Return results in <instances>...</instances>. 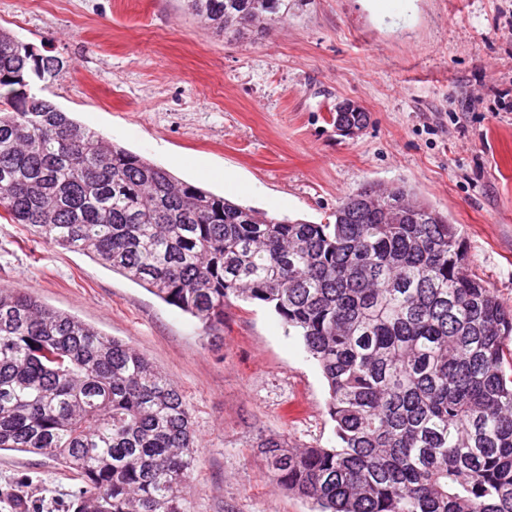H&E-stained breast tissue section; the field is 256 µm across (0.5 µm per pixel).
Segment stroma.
<instances>
[{"label":"stroma","instance_id":"obj_1","mask_svg":"<svg viewBox=\"0 0 512 512\" xmlns=\"http://www.w3.org/2000/svg\"><path fill=\"white\" fill-rule=\"evenodd\" d=\"M0 28L63 69L31 91L176 177L316 224L364 183H401L457 224L468 271L512 306V0H306L250 39L184 0H0ZM370 114L353 138L338 103ZM20 288L145 355L197 435L190 512H315L278 488L262 435L331 447L328 387L300 336L235 301L224 328L0 218V289ZM57 462L0 451V512H66Z\"/></svg>","mask_w":512,"mask_h":512}]
</instances>
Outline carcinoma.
Wrapping results in <instances>:
<instances>
[{
	"mask_svg": "<svg viewBox=\"0 0 512 512\" xmlns=\"http://www.w3.org/2000/svg\"><path fill=\"white\" fill-rule=\"evenodd\" d=\"M239 36L292 0H186ZM63 66L0 29V212L146 287L205 329L234 300L302 337L336 445L256 448L318 512H512V308L465 272L456 225L407 186L368 183L334 222L276 217L105 141L32 78ZM370 120L350 103L336 129ZM197 447L180 390L144 355L20 289H0V450L58 461L73 512H188Z\"/></svg>",
	"mask_w": 512,
	"mask_h": 512,
	"instance_id": "carcinoma-1",
	"label": "carcinoma"
}]
</instances>
